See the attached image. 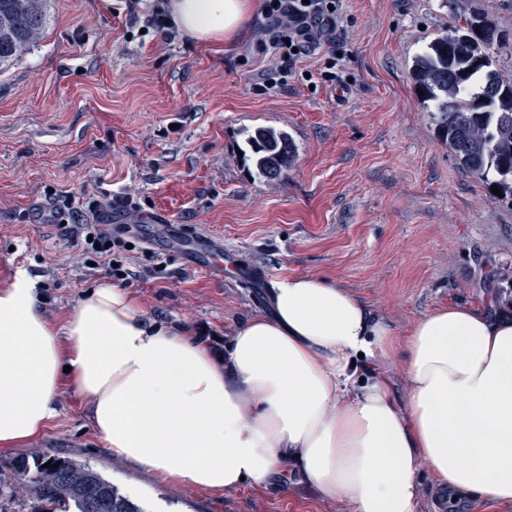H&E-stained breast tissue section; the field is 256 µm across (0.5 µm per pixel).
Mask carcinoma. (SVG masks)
I'll return each mask as SVG.
<instances>
[{"label": "carcinoma", "instance_id": "obj_1", "mask_svg": "<svg viewBox=\"0 0 512 512\" xmlns=\"http://www.w3.org/2000/svg\"><path fill=\"white\" fill-rule=\"evenodd\" d=\"M50 0H0V64L39 41ZM500 34L485 14L469 13L412 59L423 103L431 107L438 140L458 165L512 204V79L495 68L492 49ZM242 162L258 178L275 180L291 167L296 146L288 132L268 126L244 131ZM52 465L45 466L46 462ZM59 466H53V463ZM10 474L0 470V504L17 512H146L99 471L73 457L44 452L17 456Z\"/></svg>", "mask_w": 512, "mask_h": 512}]
</instances>
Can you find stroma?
I'll list each match as a JSON object with an SVG mask.
<instances>
[{
    "label": "stroma",
    "mask_w": 512,
    "mask_h": 512,
    "mask_svg": "<svg viewBox=\"0 0 512 512\" xmlns=\"http://www.w3.org/2000/svg\"><path fill=\"white\" fill-rule=\"evenodd\" d=\"M113 5L51 0L43 38L0 65V287L26 271L62 325L106 274L50 221L46 192L112 191L143 204L145 246L125 259L139 306L217 357L291 275L333 279L399 336L448 304L512 314V205L459 168L409 73L426 43L477 9L495 22L496 67L511 77L512 0H343L341 100L319 55L296 63L286 86L260 89L277 65L257 48L260 12L235 47H204L180 34L126 38ZM256 125L295 141L281 180L251 178L239 159ZM159 212L162 229L146 221ZM199 235L205 249L234 254L223 277L189 268ZM58 402L43 434L0 452L1 464L31 451L72 456L146 512H352L289 473L231 491L175 483L112 454L69 385Z\"/></svg>",
    "instance_id": "1"
}]
</instances>
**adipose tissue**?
I'll return each mask as SVG.
<instances>
[{
    "label": "adipose tissue",
    "instance_id": "ef3b65f1",
    "mask_svg": "<svg viewBox=\"0 0 512 512\" xmlns=\"http://www.w3.org/2000/svg\"><path fill=\"white\" fill-rule=\"evenodd\" d=\"M202 44L235 39L251 0H167ZM272 315L241 324L216 360L109 282L55 325L26 272L0 289V450L41 435L62 384L119 457L176 483L235 490L298 474L353 512H417L428 465L453 499L512 505V317L441 307L399 337L352 292L291 276ZM398 357V396L369 372Z\"/></svg>",
    "mask_w": 512,
    "mask_h": 512
}]
</instances>
